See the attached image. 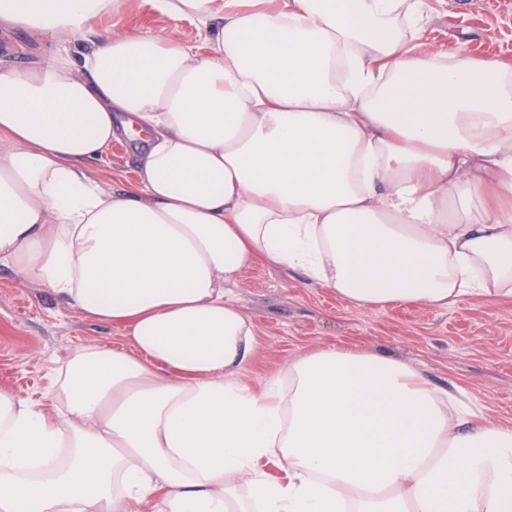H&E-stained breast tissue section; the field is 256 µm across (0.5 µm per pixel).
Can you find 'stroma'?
Wrapping results in <instances>:
<instances>
[{
    "mask_svg": "<svg viewBox=\"0 0 512 512\" xmlns=\"http://www.w3.org/2000/svg\"><path fill=\"white\" fill-rule=\"evenodd\" d=\"M96 26L156 35L173 30L187 42L197 38L191 22H172L149 0H129L123 15L100 16ZM423 39L444 57L512 64V0H425ZM90 174L107 185L132 182L130 143L113 141ZM231 294L256 327L257 348L241 372L253 388L311 351L355 345L400 359L423 371L432 385L459 386L477 411L512 424V298L464 299L443 308H358L301 272L264 262L245 269ZM92 341L116 345L121 333L82 319L46 289L0 269V388L45 401L50 376Z\"/></svg>",
    "mask_w": 512,
    "mask_h": 512,
    "instance_id": "35a3bbf8",
    "label": "stroma"
}]
</instances>
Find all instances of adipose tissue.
Returning <instances> with one entry per match:
<instances>
[{"instance_id":"adipose-tissue-1","label":"adipose tissue","mask_w":512,"mask_h":512,"mask_svg":"<svg viewBox=\"0 0 512 512\" xmlns=\"http://www.w3.org/2000/svg\"><path fill=\"white\" fill-rule=\"evenodd\" d=\"M151 2L196 43L0 0L54 49L0 61V265L123 335L0 389V512H512L511 425L352 346L254 389L229 295L264 261L360 308L512 297V68L442 62L422 0ZM126 139L113 140L102 160L93 166L90 175L104 184L124 185L135 178V156Z\"/></svg>"}]
</instances>
